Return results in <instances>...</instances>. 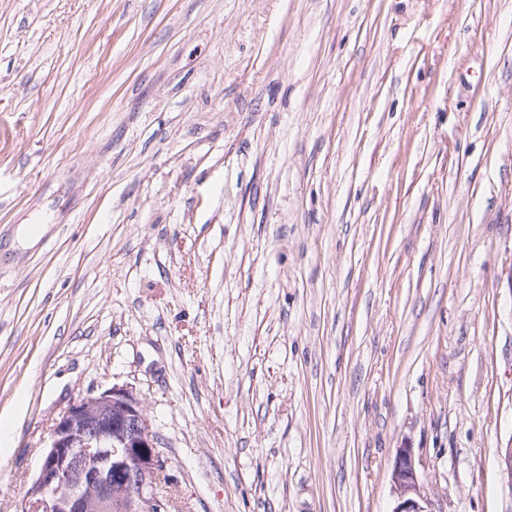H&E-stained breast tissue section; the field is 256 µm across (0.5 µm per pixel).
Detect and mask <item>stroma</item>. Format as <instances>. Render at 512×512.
<instances>
[{
	"label": "stroma",
	"mask_w": 512,
	"mask_h": 512,
	"mask_svg": "<svg viewBox=\"0 0 512 512\" xmlns=\"http://www.w3.org/2000/svg\"><path fill=\"white\" fill-rule=\"evenodd\" d=\"M139 393L173 512H512V0H0V512ZM391 485L396 496L392 512H433L421 483L413 448L404 444L397 448L391 471Z\"/></svg>",
	"instance_id": "obj_1"
}]
</instances>
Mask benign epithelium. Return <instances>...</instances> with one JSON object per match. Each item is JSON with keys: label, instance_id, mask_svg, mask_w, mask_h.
Returning a JSON list of instances; mask_svg holds the SVG:
<instances>
[{"label": "benign epithelium", "instance_id": "obj_1", "mask_svg": "<svg viewBox=\"0 0 512 512\" xmlns=\"http://www.w3.org/2000/svg\"><path fill=\"white\" fill-rule=\"evenodd\" d=\"M498 461L512 491V442ZM165 467L138 394L114 385L59 413L20 512H168L158 491ZM390 480L392 512H432L410 446L396 449Z\"/></svg>", "mask_w": 512, "mask_h": 512}]
</instances>
